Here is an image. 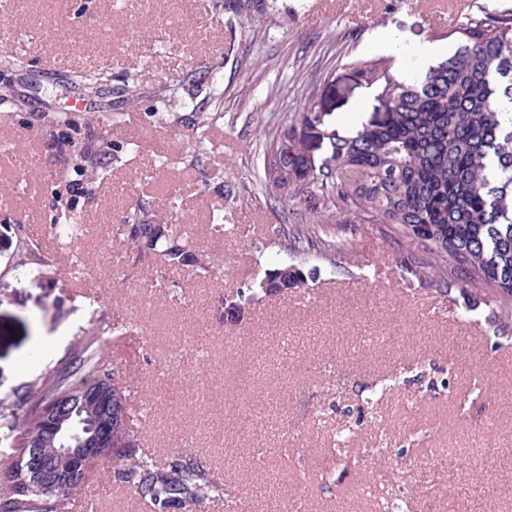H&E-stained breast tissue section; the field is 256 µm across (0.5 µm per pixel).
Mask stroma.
<instances>
[{"label": "stroma", "mask_w": 512, "mask_h": 512, "mask_svg": "<svg viewBox=\"0 0 512 512\" xmlns=\"http://www.w3.org/2000/svg\"><path fill=\"white\" fill-rule=\"evenodd\" d=\"M484 10L512 0H61L51 16L0 0L19 59L0 68L14 97L0 105V404L39 391L98 327L137 458L193 459L223 489L174 512H512V319L488 296L413 281L358 221L352 252L306 253V285L224 316L287 261L283 226L312 219L265 178L289 116L349 132L383 109L353 71L381 56L373 33L433 45L437 63L449 17ZM99 68L103 90L85 97L77 76ZM72 139L107 179L74 169ZM132 212L178 216L210 272L137 249ZM25 237L31 280L17 275ZM453 446L475 454L448 465ZM124 465L99 460L66 512H156Z\"/></svg>", "instance_id": "35a3bbf8"}]
</instances>
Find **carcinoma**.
I'll list each match as a JSON object with an SVG mask.
<instances>
[{
	"label": "carcinoma",
	"instance_id": "carcinoma-1",
	"mask_svg": "<svg viewBox=\"0 0 512 512\" xmlns=\"http://www.w3.org/2000/svg\"><path fill=\"white\" fill-rule=\"evenodd\" d=\"M448 38V57L409 79L390 74V57L355 67L364 83L379 88L390 111L349 133H327V150L318 161L307 154L298 127L322 124V114L292 117L288 134L268 158L267 173L274 186L289 189L319 213L314 224L288 228L284 238L293 256L304 254L306 245L325 256L352 251L354 239L334 237L330 229L359 215L379 225L384 237L406 244L404 264L417 279H434L444 288L452 283L467 293L487 291L506 311L512 305V14L472 15ZM103 80L98 70L79 75L86 95L98 92ZM130 235L171 266L210 272L206 256L194 250L179 224H136ZM305 282L300 265L278 264L239 301H225L224 316ZM102 340L97 332L87 333L35 400L0 409V455L26 453L39 477L57 475L42 455L57 439L44 429L39 410L59 394L113 389L116 375L102 362ZM103 417L99 407L77 408L80 445L92 439ZM122 478L161 512L221 491L206 470L181 456L160 466L138 460ZM78 487L57 498L35 481L23 494L6 486L0 489V512H65Z\"/></svg>",
	"mask_w": 512,
	"mask_h": 512
}]
</instances>
